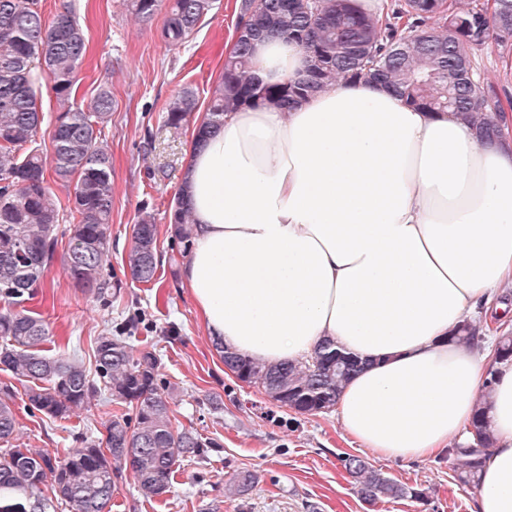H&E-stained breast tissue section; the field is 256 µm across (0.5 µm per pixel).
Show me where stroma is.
Returning a JSON list of instances; mask_svg holds the SVG:
<instances>
[{"label": "stroma", "instance_id": "35a3bbf8", "mask_svg": "<svg viewBox=\"0 0 512 512\" xmlns=\"http://www.w3.org/2000/svg\"><path fill=\"white\" fill-rule=\"evenodd\" d=\"M72 6L88 39L89 57L74 104L89 108L98 87L112 93V242L109 274L120 292L104 306L75 288L61 263H54L26 309L45 320L50 336L45 354H76L93 362L97 336L141 313L137 346L160 355L162 373L176 392L170 402L177 429L217 442L202 460L184 461L170 495L143 496L132 479L120 482L112 512H474V488L460 485L446 459L375 460L386 476L424 491L421 499L383 500L374 506L358 498L341 459L351 450L331 413L299 415L271 402L261 388L238 382L224 367L215 342L181 283L186 262L169 240L170 204L178 192L192 146L194 118L166 125L163 106L183 88L207 107L239 23L237 0H217L180 49L160 43L164 19L138 22L127 0H41L45 16ZM477 76L498 83L512 102V52L496 46L475 53ZM158 227L157 280L131 279L125 254L140 210ZM17 444L22 448H69L75 436L97 435L117 407L100 399L54 426L44 425L16 403ZM257 473L245 495L225 497L224 485L238 471Z\"/></svg>", "mask_w": 512, "mask_h": 512}]
</instances>
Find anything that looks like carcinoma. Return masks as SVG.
Returning a JSON list of instances; mask_svg holds the SVG:
<instances>
[{"instance_id":"1","label":"carcinoma","mask_w":512,"mask_h":512,"mask_svg":"<svg viewBox=\"0 0 512 512\" xmlns=\"http://www.w3.org/2000/svg\"><path fill=\"white\" fill-rule=\"evenodd\" d=\"M160 3L129 0V7L139 20L149 21ZM213 9L214 0H172L159 40L170 49L183 46ZM267 34L298 45L307 62L301 75L267 84L255 74L252 45ZM489 44L512 49V0H494L491 10L484 0H394L383 25L364 15L355 0H241L235 41L192 146H202L227 112L266 104L287 112L339 79L380 84L433 112H458L479 139L488 140L507 112L498 86L475 79L473 52ZM86 54L84 31L68 7L48 19L39 0H0V301L5 304L0 308V370L10 377L0 385V512H49L56 502L69 512H111L125 474L142 494L164 496L184 459L203 458L218 447L174 428L160 357L131 344L141 317L134 315L96 339L91 371L76 358L43 354L40 346L50 335L45 322L31 311L12 308L34 298L43 284L56 254V230L66 215L70 237L63 270L75 287L105 305L111 302L112 280L104 271L112 238V155L102 132L112 120V94L99 89L87 111L70 106ZM44 76L64 108L51 132L48 160L25 150L44 120L39 98ZM197 110L196 93L188 88L163 108L165 121L175 126ZM58 188L71 197L67 214ZM176 198L170 238L186 255L192 216L184 190ZM132 238L126 268L134 281L151 284L158 240L151 214L139 216ZM221 358L236 379L261 387L271 401L300 415L330 411L343 383L361 368L357 359L324 344L302 363L268 364L227 348ZM19 394L28 409L52 424L101 396L122 412L104 425L100 437H75L76 446L63 455L20 448L12 444ZM493 441L480 411L475 443L448 453L461 482L478 481L480 449ZM342 464L369 506L424 496L359 455L344 457ZM256 481L254 473L241 471L230 488L243 495Z\"/></svg>"}]
</instances>
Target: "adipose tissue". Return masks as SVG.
Wrapping results in <instances>:
<instances>
[{
    "label": "adipose tissue",
    "instance_id": "ef3b65f1",
    "mask_svg": "<svg viewBox=\"0 0 512 512\" xmlns=\"http://www.w3.org/2000/svg\"><path fill=\"white\" fill-rule=\"evenodd\" d=\"M252 66L274 84L305 58L266 35ZM182 183L183 286L215 340L266 363L326 340L357 357L336 420L382 458L436 459L484 410L476 512H512V360L488 341L512 327V132L482 143L455 113L340 80L287 113L225 116ZM476 311L488 323L454 341Z\"/></svg>",
    "mask_w": 512,
    "mask_h": 512
}]
</instances>
